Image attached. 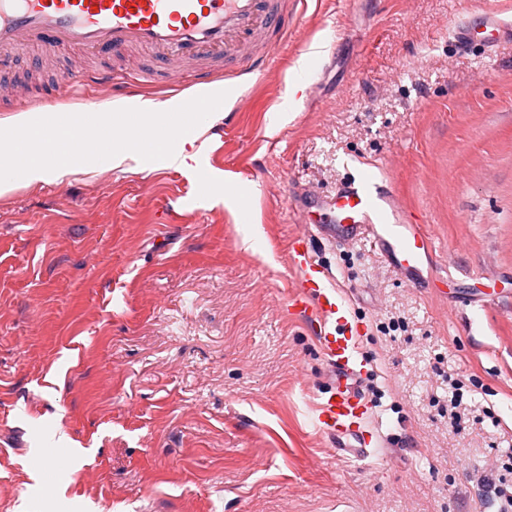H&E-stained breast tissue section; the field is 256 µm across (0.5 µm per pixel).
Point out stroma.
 <instances>
[{"label": "stroma", "instance_id": "1", "mask_svg": "<svg viewBox=\"0 0 512 512\" xmlns=\"http://www.w3.org/2000/svg\"><path fill=\"white\" fill-rule=\"evenodd\" d=\"M471 2L302 0L281 65L217 78L200 161L249 223L165 167L0 193V512H479L477 479L512 457V42L458 48ZM93 66L20 53L0 118L96 110L64 78ZM349 161L431 243L410 285L370 237L312 242L378 392L359 461L314 423L328 367L286 307L296 199Z\"/></svg>", "mask_w": 512, "mask_h": 512}]
</instances>
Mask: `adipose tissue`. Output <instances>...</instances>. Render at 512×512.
I'll return each instance as SVG.
<instances>
[{"label": "adipose tissue", "mask_w": 512, "mask_h": 512, "mask_svg": "<svg viewBox=\"0 0 512 512\" xmlns=\"http://www.w3.org/2000/svg\"><path fill=\"white\" fill-rule=\"evenodd\" d=\"M184 102L145 99L137 107L119 100L102 104L97 112H70L65 127L39 124L29 112L0 120V161L17 158L26 184L53 182L86 171L106 158L109 167L122 169L129 163L142 167L161 162L167 167L191 171L190 146L204 133L206 121L220 120L217 112L201 117L184 112ZM85 154L72 164L77 149Z\"/></svg>", "instance_id": "ef3b65f1"}]
</instances>
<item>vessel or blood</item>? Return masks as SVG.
I'll return each instance as SVG.
<instances>
[{
    "instance_id": "1",
    "label": "vessel or blood",
    "mask_w": 512,
    "mask_h": 512,
    "mask_svg": "<svg viewBox=\"0 0 512 512\" xmlns=\"http://www.w3.org/2000/svg\"><path fill=\"white\" fill-rule=\"evenodd\" d=\"M295 34L284 0H0L1 59L23 47L47 54L79 46L100 65L71 74V81L93 84L107 97L135 92L133 85L118 86L111 66L130 50L144 54L137 72L141 83L177 87L186 78L184 63L191 61L201 64L194 76L198 84L234 67L264 72L277 60L275 48ZM452 37L459 47L479 45L490 53L512 41V21L491 0H479ZM313 199L325 221L304 226L290 242L297 286L288 296V312L310 323L331 372L327 394L317 404L316 426L338 454L363 460L380 443L365 429L373 410L360 356L361 329L350 316V298L315 263L310 241L371 237L411 284L421 275L430 243L420 225L404 219L399 196L372 174L314 193Z\"/></svg>"
}]
</instances>
